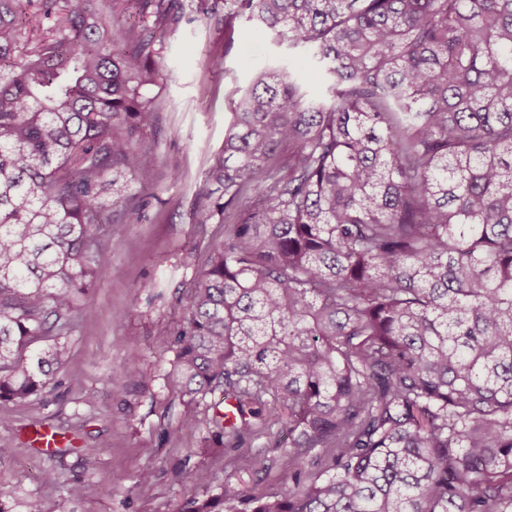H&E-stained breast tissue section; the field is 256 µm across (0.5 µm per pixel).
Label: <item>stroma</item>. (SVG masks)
Instances as JSON below:
<instances>
[{"mask_svg":"<svg viewBox=\"0 0 512 512\" xmlns=\"http://www.w3.org/2000/svg\"><path fill=\"white\" fill-rule=\"evenodd\" d=\"M177 31L144 15L136 36L154 35L161 76L151 93L156 109L137 146L154 172L149 186L128 180L113 208L122 226L103 273L81 292L69 355L36 400L0 402V482L37 496L43 512H179L184 500L205 498L191 474L202 467L230 472L248 492H285L288 471L274 466L262 482L243 468L225 469V453L209 436L210 415L189 406L174 368V352L160 351V330L180 326L196 277L224 237L218 221H198L197 197L224 146L236 103L260 71L284 67L311 96L327 93L326 80L299 47L240 15L224 20V0H176ZM138 370L110 381L112 367L130 353ZM43 423L66 433L68 447L47 456L28 448L23 433ZM151 469L152 483L136 477ZM54 471L58 486L45 484Z\"/></svg>","mask_w":512,"mask_h":512,"instance_id":"35a3bbf8","label":"stroma"}]
</instances>
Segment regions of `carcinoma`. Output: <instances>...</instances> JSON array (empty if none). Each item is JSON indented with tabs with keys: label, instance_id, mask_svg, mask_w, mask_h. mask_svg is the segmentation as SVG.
I'll return each mask as SVG.
<instances>
[{
	"label": "carcinoma",
	"instance_id": "cac0c4a2",
	"mask_svg": "<svg viewBox=\"0 0 512 512\" xmlns=\"http://www.w3.org/2000/svg\"><path fill=\"white\" fill-rule=\"evenodd\" d=\"M224 11L309 52L330 101L257 75L199 189L224 240L157 341L189 403L234 402L214 441L297 488L226 475L182 512H512V0ZM132 30L90 0H0L1 401L39 397L66 355L24 350L74 328L108 261L105 176L153 180L131 135L155 50ZM0 512L43 510L0 483ZM226 474H230L232 479L240 483L242 488L256 495L269 492H286L293 487V482L288 478V470L280 464L274 466L259 484H256L252 480L251 474L241 467L229 468Z\"/></svg>",
	"mask_w": 512,
	"mask_h": 512
}]
</instances>
